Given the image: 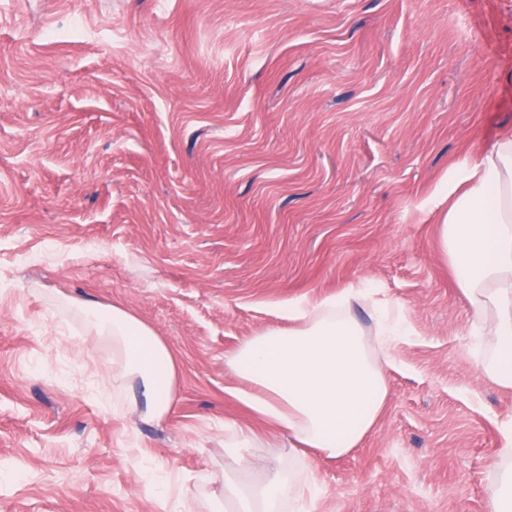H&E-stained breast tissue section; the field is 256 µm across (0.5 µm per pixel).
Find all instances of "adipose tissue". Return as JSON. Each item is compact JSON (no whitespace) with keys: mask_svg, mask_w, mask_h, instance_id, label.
Wrapping results in <instances>:
<instances>
[{"mask_svg":"<svg viewBox=\"0 0 512 512\" xmlns=\"http://www.w3.org/2000/svg\"><path fill=\"white\" fill-rule=\"evenodd\" d=\"M431 203L441 212L443 258L471 310L481 374L512 389V133L453 164ZM361 310L370 326L358 319ZM282 313L288 330H261L226 359L244 383L235 395L287 436L289 455L309 448L338 458L377 423L394 352L411 335L404 309L383 289L360 281L320 301L289 303ZM90 325L112 343V384L125 394V411L149 420L167 417L178 373L167 344L118 307L93 311ZM501 437L486 512H512V421L502 423ZM224 445L237 468L209 477L220 487L224 512H314L320 498L315 478L298 481L292 465L283 463L253 477V430L225 425Z\"/></svg>","mask_w":512,"mask_h":512,"instance_id":"adipose-tissue-1","label":"adipose tissue"}]
</instances>
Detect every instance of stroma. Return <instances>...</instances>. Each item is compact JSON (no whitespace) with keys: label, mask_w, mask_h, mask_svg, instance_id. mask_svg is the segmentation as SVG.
Returning a JSON list of instances; mask_svg holds the SVG:
<instances>
[{"label":"stroma","mask_w":512,"mask_h":512,"mask_svg":"<svg viewBox=\"0 0 512 512\" xmlns=\"http://www.w3.org/2000/svg\"><path fill=\"white\" fill-rule=\"evenodd\" d=\"M512 130V0H0V512H211L224 361L361 279L406 308L375 429L298 460L320 512H485L512 390L480 374L425 207ZM153 328L162 422L112 406L80 308Z\"/></svg>","instance_id":"obj_1"}]
</instances>
